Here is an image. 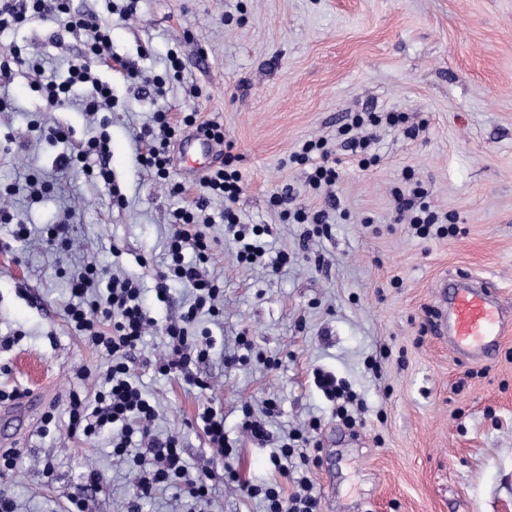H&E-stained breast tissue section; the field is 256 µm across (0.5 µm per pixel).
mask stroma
<instances>
[{
	"label": "stroma",
	"instance_id": "35a3bbf8",
	"mask_svg": "<svg viewBox=\"0 0 512 512\" xmlns=\"http://www.w3.org/2000/svg\"><path fill=\"white\" fill-rule=\"evenodd\" d=\"M71 8L97 11L113 56L142 77L99 71L112 84L110 167L121 206L85 163L55 167L59 154L100 130L84 112V88L56 109L26 75L0 88V190L28 229L20 239L15 225L0 223V389L20 393L0 401V451L19 454L0 491L14 512H70L78 492L91 512H124L136 494L130 462L113 455L109 435L68 433L70 391L91 389L75 373L98 372L102 362L67 316L68 279L90 262L139 281L154 324L138 347L136 375L158 407L154 431L180 435L186 460L208 478L205 500L168 486L139 512H266L245 486L295 492L271 463L295 430L317 457L308 477L321 512H512V334L491 359H462L438 328L437 300L444 278L473 277L512 303V0H139L130 18L104 0H71ZM12 47L44 59L60 82L84 37L36 22L0 31V51ZM172 50L183 67L177 81ZM160 110L178 123L180 141L196 132L182 126L184 114L220 115L224 143L205 156L206 168L237 155L242 191L233 208L241 226L269 229L263 263L239 262L223 202L209 204L207 271L224 291L223 311L199 312L188 327L191 340L212 344L194 369L210 380L207 390L153 364L166 325L194 299L177 281L156 298L167 215L204 193L201 177L187 178L180 163L171 169L185 186L176 198L138 165L135 135ZM368 110L403 113L420 132L381 129L378 160L362 169L338 130ZM53 127L69 129L68 139L46 140ZM318 139L339 162L328 194L310 191L306 166L290 160ZM29 173L49 186L41 200L28 195ZM415 182L452 233L422 239L395 223L393 192ZM285 189L295 207L326 210V234L311 238L307 225L280 219L271 198ZM66 211L70 246L47 247L53 218ZM320 373L356 393L355 425L316 386ZM208 407L224 415L228 457L213 456L197 420ZM248 418L264 437L242 431ZM92 468L103 480L91 489Z\"/></svg>",
	"mask_w": 512,
	"mask_h": 512
}]
</instances>
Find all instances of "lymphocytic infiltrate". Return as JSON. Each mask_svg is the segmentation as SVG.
<instances>
[{
	"label": "lymphocytic infiltrate",
	"mask_w": 512,
	"mask_h": 512,
	"mask_svg": "<svg viewBox=\"0 0 512 512\" xmlns=\"http://www.w3.org/2000/svg\"><path fill=\"white\" fill-rule=\"evenodd\" d=\"M37 20L55 21L67 30L87 34L85 50L71 66L68 80L60 83L44 80L41 63L29 61L19 48L14 47L0 55V82L10 83L16 72L29 70L34 74L32 88L43 96L48 106H63L69 101L73 87L84 85L88 88L84 99L87 115L93 117L101 110L111 109L112 87L94 71L95 65L105 64L112 58L110 32L102 26L98 13L91 10L71 14L68 0H0V30L24 28ZM400 122V115L393 112H366L354 116L352 126L358 134L348 138V150L359 163H366L372 156L377 129L385 125L396 127ZM174 133L175 126L168 113H155L152 122L136 134L137 158L156 181L166 186L170 196L178 197L184 193L185 187L170 179V146ZM110 153V136L103 130L80 143L75 152L59 155L57 166L66 170L74 162L97 158L94 174L108 185L113 200L119 202L123 196L107 163ZM299 156L309 164L307 182L312 190L318 192L336 183V162L326 150L324 141L305 142ZM203 184L206 196L168 214L170 261L166 271L160 273L157 283V294L161 297L167 292V280L172 278L190 284L195 292L194 304L187 310L182 324L166 327L168 353L158 362L160 372L180 377L190 385L198 382L192 372L193 365L208 358L209 348L189 340L187 325L199 310L206 309L214 315L219 312L216 305L219 289L201 270L209 257L206 239L197 229L198 215L206 211L210 199L218 198L226 204L225 224L235 227L237 216L232 204L242 190L241 175L230 163L205 176ZM394 201L396 216H407L419 238L445 234V226L440 225L437 213L431 210L421 188H414L408 193L396 192ZM187 249L195 252L194 262H185L183 252ZM70 286L75 303L67 310L69 320L86 332L89 342L99 348L106 359V370L95 395L89 397L76 391L70 395V433L90 438L115 423H122L121 437L112 444L114 453L118 455L126 451L132 435H139L141 448L137 455V468L133 472L138 497L128 501V512H137L140 497L150 495L157 485L175 478L180 479L182 489L189 495L205 498L208 487L202 480L190 477L177 438L153 434L150 424L155 418V409L134 383L133 353L152 323L143 305L139 282L115 276L102 279L96 266L89 264L73 274ZM298 485L299 492L288 497L283 496L276 486L251 484L247 492L263 497L267 512H320V499L314 494L310 480L300 477Z\"/></svg>",
	"instance_id": "lymphocytic-infiltrate-1"
}]
</instances>
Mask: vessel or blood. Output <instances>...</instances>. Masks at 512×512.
I'll use <instances>...</instances> for the list:
<instances>
[{
    "label": "vessel or blood",
    "mask_w": 512,
    "mask_h": 512,
    "mask_svg": "<svg viewBox=\"0 0 512 512\" xmlns=\"http://www.w3.org/2000/svg\"><path fill=\"white\" fill-rule=\"evenodd\" d=\"M448 341L457 354L473 358L493 349L512 332V315L496 305L486 291L467 283L440 282Z\"/></svg>",
    "instance_id": "1"
}]
</instances>
